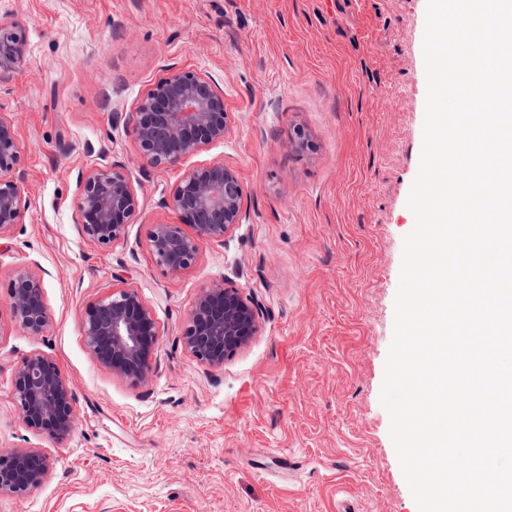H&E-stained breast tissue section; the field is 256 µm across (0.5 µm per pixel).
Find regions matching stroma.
<instances>
[{
  "label": "stroma",
  "mask_w": 512,
  "mask_h": 512,
  "mask_svg": "<svg viewBox=\"0 0 512 512\" xmlns=\"http://www.w3.org/2000/svg\"><path fill=\"white\" fill-rule=\"evenodd\" d=\"M427 0H0L27 60L0 83L22 143L27 211L0 240V450L46 454L42 485L0 512H417L380 402L407 207L423 143ZM208 76L230 132L188 159L234 169L242 222L204 241L170 281L149 248L183 168L140 157L137 103L168 68ZM302 128L314 147L288 146ZM122 165L141 207L102 248L78 224L80 183ZM186 165V166H187ZM43 280L39 336L10 319L14 272ZM227 283L257 331L201 366L182 326L202 288ZM135 289L157 348L148 380L115 377L82 334L90 304ZM41 354L71 382L77 426L29 430L15 368Z\"/></svg>",
  "instance_id": "stroma-1"
}]
</instances>
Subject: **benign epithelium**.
<instances>
[{
    "label": "benign epithelium",
    "instance_id": "obj_1",
    "mask_svg": "<svg viewBox=\"0 0 512 512\" xmlns=\"http://www.w3.org/2000/svg\"><path fill=\"white\" fill-rule=\"evenodd\" d=\"M26 62V41L13 25L0 24V80ZM140 157L152 167H172L211 144L224 140L230 115L224 94L206 76L171 68L140 100L134 112ZM22 145L15 122L0 114V239L23 223L26 204L21 183ZM244 188L238 174L222 161L185 170L170 205L180 223H158L149 235L157 265L171 279L180 278L197 261L199 241H224L242 215ZM141 206L125 168L100 166L82 179L77 199L79 224L86 239L108 247L125 238ZM189 226L191 231L184 230ZM14 323L38 336L50 314L39 275L15 271L9 289ZM256 307L237 288L225 283L201 290L182 331L186 350L202 365L222 367L256 332ZM85 341L112 375L133 384L145 381L157 344L152 310L133 288L114 289L92 303L83 318ZM13 397L25 426L63 441L76 428V397L71 383L51 358L35 354L15 369ZM51 468L41 452L0 450V493H19L40 486Z\"/></svg>",
    "mask_w": 512,
    "mask_h": 512
}]
</instances>
